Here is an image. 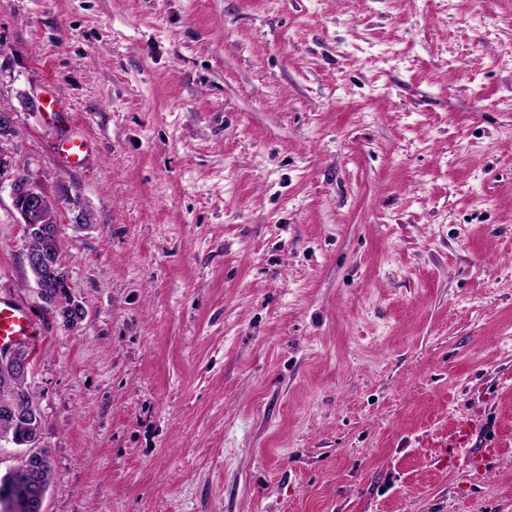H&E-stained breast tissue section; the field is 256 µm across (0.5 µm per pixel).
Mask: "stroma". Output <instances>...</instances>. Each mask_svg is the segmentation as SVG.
<instances>
[{"label": "stroma", "instance_id": "1", "mask_svg": "<svg viewBox=\"0 0 512 512\" xmlns=\"http://www.w3.org/2000/svg\"><path fill=\"white\" fill-rule=\"evenodd\" d=\"M509 47L512 0H0V155L86 311L0 185L44 512H512ZM57 151L70 166H77L87 153V144L83 140L62 138L57 143ZM12 179V199L13 206L19 214L22 222L33 221L34 218H46L48 226H51V231L48 234L38 235L34 233L29 237V245L27 249H37L34 251H27L25 255L26 266L31 275L34 276V284L36 286V293L41 298L47 300L57 301L56 298H50L46 287L53 293L55 297L58 293L61 298H65L68 294V304L61 305L58 315L61 316L64 322L72 324L73 322L79 323L85 318V310L81 304L75 301L69 293H67L66 276L63 268H60L61 273L54 274L49 271V266L52 265L54 253L60 256L62 252L61 241L58 237L57 224L54 221V206L51 202V212L48 214V206L50 202L38 190L37 186L26 187L28 178L23 171L16 170L11 175ZM48 215V216H47ZM51 251L49 253L43 250ZM47 268V269H46ZM46 269V270H45ZM45 270V271H44ZM44 271L45 284L40 278V274ZM46 285V286H45ZM66 324L67 326H69Z\"/></svg>", "mask_w": 512, "mask_h": 512}]
</instances>
